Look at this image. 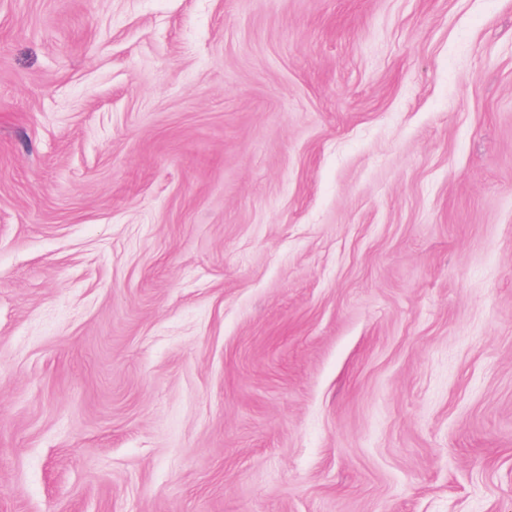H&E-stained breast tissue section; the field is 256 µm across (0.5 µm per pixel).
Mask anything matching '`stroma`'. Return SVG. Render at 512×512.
I'll list each match as a JSON object with an SVG mask.
<instances>
[{
    "label": "stroma",
    "instance_id": "35a3bbf8",
    "mask_svg": "<svg viewBox=\"0 0 512 512\" xmlns=\"http://www.w3.org/2000/svg\"><path fill=\"white\" fill-rule=\"evenodd\" d=\"M0 512H512V0H0Z\"/></svg>",
    "mask_w": 512,
    "mask_h": 512
}]
</instances>
